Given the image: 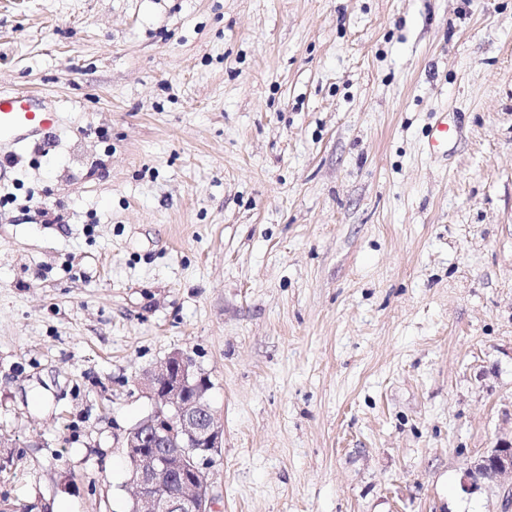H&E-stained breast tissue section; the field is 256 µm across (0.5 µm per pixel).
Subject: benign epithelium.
Returning a JSON list of instances; mask_svg holds the SVG:
<instances>
[{
	"instance_id": "7a95c632",
	"label": "benign epithelium",
	"mask_w": 512,
	"mask_h": 512,
	"mask_svg": "<svg viewBox=\"0 0 512 512\" xmlns=\"http://www.w3.org/2000/svg\"><path fill=\"white\" fill-rule=\"evenodd\" d=\"M141 385L156 408L124 440L126 456L133 461L131 512H210L209 494L197 480L205 476L209 454L223 447V431L206 397L208 379L183 354L173 352L145 374ZM192 448L204 452L195 455ZM468 476L512 479V442L481 456Z\"/></svg>"
}]
</instances>
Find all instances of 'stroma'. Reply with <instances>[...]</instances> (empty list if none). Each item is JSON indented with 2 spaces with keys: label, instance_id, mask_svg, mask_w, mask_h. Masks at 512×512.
Wrapping results in <instances>:
<instances>
[{
  "label": "stroma",
  "instance_id": "obj_1",
  "mask_svg": "<svg viewBox=\"0 0 512 512\" xmlns=\"http://www.w3.org/2000/svg\"><path fill=\"white\" fill-rule=\"evenodd\" d=\"M0 92V506L129 512L180 351L213 512H512V0H0ZM57 117L41 106L39 97L22 93H0V141H23L31 136L55 134ZM470 478L497 481L510 478L512 489V442H503L488 454L481 456L468 471Z\"/></svg>",
  "mask_w": 512,
  "mask_h": 512
}]
</instances>
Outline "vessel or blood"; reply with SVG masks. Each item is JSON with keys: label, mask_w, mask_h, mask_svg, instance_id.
<instances>
[{"label": "vessel or blood", "mask_w": 512, "mask_h": 512, "mask_svg": "<svg viewBox=\"0 0 512 512\" xmlns=\"http://www.w3.org/2000/svg\"><path fill=\"white\" fill-rule=\"evenodd\" d=\"M55 113L45 111L37 95L0 93V140L23 141L29 137L53 135Z\"/></svg>", "instance_id": "b4317fda"}]
</instances>
